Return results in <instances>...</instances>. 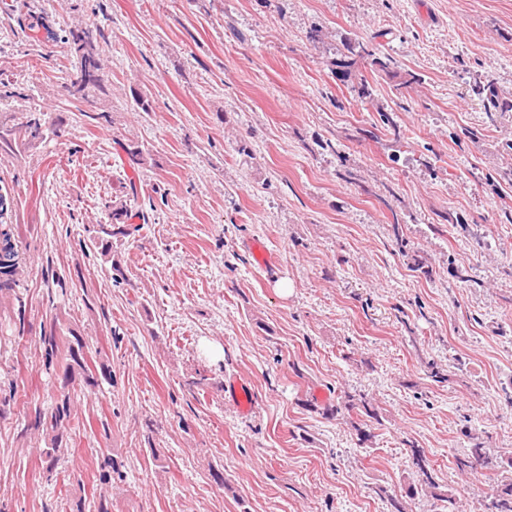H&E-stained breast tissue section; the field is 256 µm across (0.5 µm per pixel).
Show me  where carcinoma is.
Wrapping results in <instances>:
<instances>
[{
    "label": "carcinoma",
    "mask_w": 512,
    "mask_h": 512,
    "mask_svg": "<svg viewBox=\"0 0 512 512\" xmlns=\"http://www.w3.org/2000/svg\"><path fill=\"white\" fill-rule=\"evenodd\" d=\"M88 27L69 31L67 38L70 54L76 58L78 69L76 78L71 80L67 91L74 98H89L106 91L104 67L98 52V38L101 33L93 28L92 34H87ZM341 59L336 63L340 68L338 75L348 77V69L359 61H367L370 66L390 79L398 77L394 60L388 55H379L372 43L365 40H354L343 44ZM9 83L0 76V155H13L22 149H34L37 142L45 134V121L38 111L27 110L25 120H19L18 109L11 107L8 99L12 92L7 90ZM472 92L482 99L484 110L487 112H512V93L500 91L494 82L485 77L474 79ZM132 218L127 205L120 204L112 208V223L99 225L98 233L102 234L100 241H109L117 235H127L121 229V224ZM15 228L11 224L0 221V277H12L18 267V251L15 244ZM47 366L54 364V358L63 361V377L70 381L80 378L83 386L95 388L99 380L112 382V371L96 361L99 350H93L83 343L73 329H67L65 336H50L47 340ZM359 411L370 419H377L376 409L372 399L361 395L357 400H348L344 405L332 406L327 409L330 414H338L342 410ZM71 416V394L60 391L50 411L43 414V434L48 441V447L42 450L41 465L47 480L54 478L59 461L64 435ZM410 448L409 462L417 482L409 485L408 496L413 497L422 492L430 497L444 502H452L451 494L440 489L433 477L434 469L425 450L414 443H408ZM458 472L462 475L471 474L480 469L492 471L499 467L497 458L490 455L484 441L476 435L471 437L469 453L455 461ZM484 512H512V483L492 489L484 502Z\"/></svg>",
    "instance_id": "carcinoma-1"
}]
</instances>
